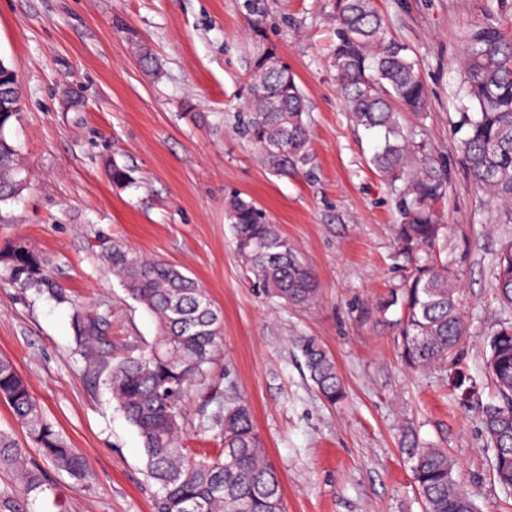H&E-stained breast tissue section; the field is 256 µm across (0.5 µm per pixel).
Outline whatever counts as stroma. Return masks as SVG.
Wrapping results in <instances>:
<instances>
[{
  "instance_id": "obj_1",
  "label": "stroma",
  "mask_w": 512,
  "mask_h": 512,
  "mask_svg": "<svg viewBox=\"0 0 512 512\" xmlns=\"http://www.w3.org/2000/svg\"><path fill=\"white\" fill-rule=\"evenodd\" d=\"M260 3L254 16L245 0H0V60L22 94L10 135L27 180L0 202V246L21 240L45 255L116 344L145 346L156 326L107 270L99 236L195 278L222 312L224 335L186 398L187 444L217 447L218 415L247 404L281 476L285 512H423L399 451L409 427L448 450L480 512H512V493L493 479L480 411L495 396L485 339L512 319L493 288L504 237L470 177L459 125L464 37L478 24L512 36V0H375L429 90L426 110L402 113L401 124L416 155L446 178L437 209L469 247L460 361L424 372L399 357V309L378 307L408 271L395 227L409 198L371 162L381 134L356 126L340 100L333 0ZM266 55L288 66L307 99L311 171L273 173L238 130L249 77ZM114 164L134 184L113 185ZM231 193L259 205L315 271L316 302L294 307L253 288L224 218ZM70 314V305L14 288L0 269V356L92 469L87 483L55 469L0 400V432L27 448L52 486L21 503L0 470V512H155L142 440L103 379L87 374ZM299 336L333 354L346 387L340 404L313 385Z\"/></svg>"
}]
</instances>
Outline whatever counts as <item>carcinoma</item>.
I'll return each instance as SVG.
<instances>
[{"instance_id": "1", "label": "carcinoma", "mask_w": 512, "mask_h": 512, "mask_svg": "<svg viewBox=\"0 0 512 512\" xmlns=\"http://www.w3.org/2000/svg\"><path fill=\"white\" fill-rule=\"evenodd\" d=\"M338 41L332 49L338 92L346 112L366 130L384 132L373 164L404 181L410 199L408 221L396 237L411 270L401 288L380 303L401 310L397 343L404 366L423 370L459 360L465 338L458 297V265L469 255L456 245L458 263L448 264V225L436 204L446 180L430 161L412 151L400 113L420 112L428 90L408 47L387 34L375 0H334ZM470 111L461 114L466 134L460 148L469 173L497 224H512V38L493 25L472 28L460 60ZM306 98L288 69L264 63L251 75V94L239 130L259 150L264 164L286 175L312 164L304 120ZM17 112H0V202L23 189L18 147L8 136ZM238 258L263 293L295 306L313 302L319 282L288 238L252 202L233 194L224 202ZM107 268L156 322L153 342L136 356H118L112 347L97 351L89 368L105 375L112 399L142 439L146 472L159 485L157 512H283L280 478L244 404L224 408L217 437L222 448L205 454L184 444L186 394L197 385L222 347V319L198 282L161 259L146 258L114 242L101 251ZM0 264L11 283L38 295L71 303L50 275L49 261L27 245L0 247ZM495 288L512 307V235L494 258ZM71 324L84 346L102 339L99 317L72 306ZM487 370L497 398L482 407L484 431L494 447L493 477L512 489V321L488 338ZM297 348L320 395L336 404L345 388L332 354L315 338L301 337ZM0 398L39 452L58 470L87 480L86 457L64 439L14 363L0 357ZM400 453L408 465L424 512H478L475 493L455 477L456 462L444 448L422 442L407 429ZM0 469L12 472L21 498L51 489L43 473L28 467L15 440L0 433Z\"/></svg>"}]
</instances>
